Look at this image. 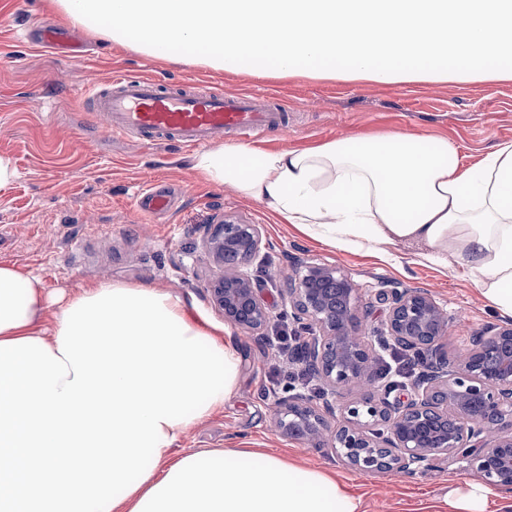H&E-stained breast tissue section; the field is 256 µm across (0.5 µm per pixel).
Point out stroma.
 Masks as SVG:
<instances>
[{
  "label": "stroma",
  "mask_w": 512,
  "mask_h": 512,
  "mask_svg": "<svg viewBox=\"0 0 512 512\" xmlns=\"http://www.w3.org/2000/svg\"><path fill=\"white\" fill-rule=\"evenodd\" d=\"M35 21L70 35L78 49H39L26 37ZM116 69L172 85L192 79L227 94L267 91L288 99L294 110L287 128L257 141L269 150L398 130L446 138L467 164L497 142L512 141V80L388 85L213 71L91 37L52 16L46 0H0V154L11 156L17 168L12 187L0 192V261L40 279L49 300L45 317H52L55 298L112 282L165 289L182 298L195 317L223 323L208 292L213 271L202 236L210 224L243 218L259 225L270 245L261 275L271 326L262 337L231 327L242 358L237 392L183 435L175 452L267 448L355 486L364 512H440L445 492L479 478L461 461L442 460L417 474L361 473L344 465L331 448L273 430L274 405L288 368L273 342L283 324L279 290L302 264L336 266L359 287L364 311L353 330L360 336L372 335L385 318V307L374 296L379 282L428 292L448 314L444 349L452 359L464 354L466 332L499 323V316L468 280L412 263L411 249L377 257L324 246L264 205L206 181L193 166V151L112 136L86 115L82 99L90 83L107 80ZM152 185L165 188L171 204L148 215L136 201Z\"/></svg>",
  "instance_id": "35a3bbf8"
}]
</instances>
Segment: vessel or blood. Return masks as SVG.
Wrapping results in <instances>:
<instances>
[{
    "instance_id": "b4317fda",
    "label": "vessel or blood",
    "mask_w": 512,
    "mask_h": 512,
    "mask_svg": "<svg viewBox=\"0 0 512 512\" xmlns=\"http://www.w3.org/2000/svg\"><path fill=\"white\" fill-rule=\"evenodd\" d=\"M85 107L110 132L185 148L228 134L260 138L288 117V104L277 95H227L195 83L167 86L120 71L89 88Z\"/></svg>"
}]
</instances>
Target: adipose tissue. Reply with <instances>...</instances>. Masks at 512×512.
Listing matches in <instances>:
<instances>
[{
	"label": "adipose tissue",
	"mask_w": 512,
	"mask_h": 512,
	"mask_svg": "<svg viewBox=\"0 0 512 512\" xmlns=\"http://www.w3.org/2000/svg\"><path fill=\"white\" fill-rule=\"evenodd\" d=\"M194 166L325 246L458 267L512 316V141L470 165L447 139L396 131L220 145ZM45 303L39 279L0 263V512H360L330 473L264 448L174 454L236 393L226 327L161 288L95 284L48 326Z\"/></svg>",
	"instance_id": "adipose-tissue-1"
}]
</instances>
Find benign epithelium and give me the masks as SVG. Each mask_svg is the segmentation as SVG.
Masks as SVG:
<instances>
[{"label": "benign epithelium", "instance_id": "benign-epithelium-1", "mask_svg": "<svg viewBox=\"0 0 512 512\" xmlns=\"http://www.w3.org/2000/svg\"><path fill=\"white\" fill-rule=\"evenodd\" d=\"M203 247L217 269L210 299L224 320L258 334L267 329L263 280L245 268L265 259L259 225L215 224ZM227 252L239 253L242 263L226 265ZM281 294L288 299L283 314L294 326L291 335L304 337L303 365L321 388L316 400L292 388L278 399L273 422L280 435L323 441L359 472H425L454 455L487 484L512 489V433L502 431L512 424V355L491 361L496 347H512V321L471 336L465 356L451 362L443 349L447 313L427 293L381 284L377 299L387 305V317L369 339L352 333L358 287L335 266L305 265ZM391 346L424 355L428 365L394 401L370 371ZM358 384L381 394L343 400V391ZM331 418L340 419L332 433Z\"/></svg>", "mask_w": 512, "mask_h": 512}]
</instances>
